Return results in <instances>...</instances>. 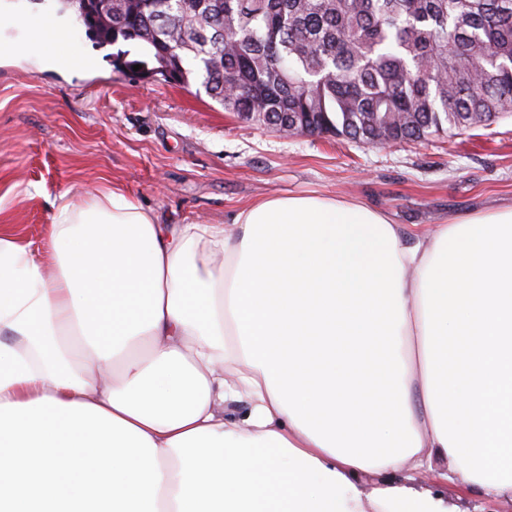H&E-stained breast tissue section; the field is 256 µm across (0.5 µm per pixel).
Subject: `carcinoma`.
<instances>
[{"mask_svg":"<svg viewBox=\"0 0 512 512\" xmlns=\"http://www.w3.org/2000/svg\"><path fill=\"white\" fill-rule=\"evenodd\" d=\"M116 72L200 81L247 122L363 145L458 133L512 115V0H117L89 26Z\"/></svg>","mask_w":512,"mask_h":512,"instance_id":"carcinoma-1","label":"carcinoma"}]
</instances>
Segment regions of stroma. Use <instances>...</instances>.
Wrapping results in <instances>:
<instances>
[{"mask_svg":"<svg viewBox=\"0 0 512 512\" xmlns=\"http://www.w3.org/2000/svg\"><path fill=\"white\" fill-rule=\"evenodd\" d=\"M16 8L52 16L94 59L64 70L0 58V228L32 248L62 193L80 202L105 185L162 224H227L266 195L355 201L414 232L512 204V116L385 147L284 136L225 111L200 83L118 74L112 46L73 21L64 0Z\"/></svg>","mask_w":512,"mask_h":512,"instance_id":"35a3bbf8","label":"stroma"}]
</instances>
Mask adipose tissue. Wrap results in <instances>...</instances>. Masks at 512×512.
<instances>
[{
	"mask_svg": "<svg viewBox=\"0 0 512 512\" xmlns=\"http://www.w3.org/2000/svg\"><path fill=\"white\" fill-rule=\"evenodd\" d=\"M20 25L0 56L87 60ZM233 225L105 189L42 251L0 232V512H456L431 471L512 499V205L422 235L288 195Z\"/></svg>",
	"mask_w": 512,
	"mask_h": 512,
	"instance_id": "ef3b65f1",
	"label": "adipose tissue"
}]
</instances>
